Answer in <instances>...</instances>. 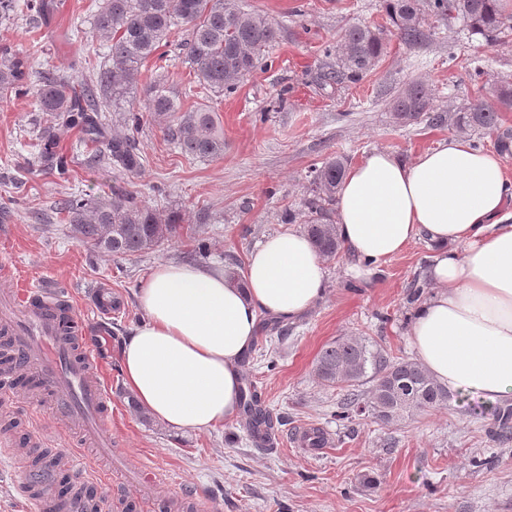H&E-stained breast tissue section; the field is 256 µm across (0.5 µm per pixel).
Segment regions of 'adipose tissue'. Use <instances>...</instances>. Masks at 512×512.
Segmentation results:
<instances>
[{
    "mask_svg": "<svg viewBox=\"0 0 512 512\" xmlns=\"http://www.w3.org/2000/svg\"><path fill=\"white\" fill-rule=\"evenodd\" d=\"M351 277L374 274L412 241L438 253L432 296L410 341L449 391L512 400V180L501 158L451 137L404 163L376 150L349 167L336 196ZM245 288L223 269L160 263L137 295L144 321L124 341L125 383L178 431L224 424L237 412L241 363L261 314L293 319L325 291V264L305 234L269 236L245 262Z\"/></svg>",
    "mask_w": 512,
    "mask_h": 512,
    "instance_id": "ef3b65f1",
    "label": "adipose tissue"
}]
</instances>
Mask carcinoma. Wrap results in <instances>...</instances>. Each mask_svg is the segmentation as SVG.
<instances>
[{
	"label": "carcinoma",
	"instance_id": "cac0c4a2",
	"mask_svg": "<svg viewBox=\"0 0 512 512\" xmlns=\"http://www.w3.org/2000/svg\"><path fill=\"white\" fill-rule=\"evenodd\" d=\"M386 15L400 39L418 41L425 16H456L473 33L488 41L512 28V16L503 14L499 0H383ZM93 34L108 43L103 69L95 89L74 85L68 79L46 73L39 83L28 85L26 60L0 48V97L25 88L37 110L54 112L68 124H85L92 141L99 145L97 157L112 168L138 173L144 157L136 145L144 115L131 111L124 118L128 133L103 137L99 123L89 116L109 105L126 101L139 67L167 41L178 25L190 28L186 62L199 85L215 93H233L262 62L264 49L277 38V29L256 12L242 9L237 0H96ZM44 0H0V23L27 11L38 14ZM387 49L384 31L368 25L347 28L336 45V64L323 72L324 85L345 80L360 81ZM434 93L424 83H413L399 96L392 111L400 123L426 117L435 124L450 120L459 131L499 129L497 109L476 101L454 116L433 112ZM145 111L168 119L167 130L183 154L191 158L214 157L224 152V136L214 113L207 107L183 111L162 86L149 90ZM348 158L336 155L311 171V196L304 230L315 250L334 258L342 244L336 231V193ZM78 239L98 252L115 257L133 256L160 246L175 236L181 214H163L142 204L123 186L112 190V199L97 200L71 195L59 202ZM314 373L327 386H367L364 394L350 392L340 403L337 417L350 419L363 413L377 422L393 424L417 414L448 406V389L434 380L414 359L393 358L376 342L339 338L319 354ZM238 410L247 420L249 435L258 437V427L272 425L252 380L240 388Z\"/></svg>",
	"mask_w": 512,
	"mask_h": 512
}]
</instances>
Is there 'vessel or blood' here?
Instances as JSON below:
<instances>
[{
  "label": "vessel or blood",
  "mask_w": 512,
  "mask_h": 512,
  "mask_svg": "<svg viewBox=\"0 0 512 512\" xmlns=\"http://www.w3.org/2000/svg\"><path fill=\"white\" fill-rule=\"evenodd\" d=\"M63 293L57 286H41L16 292H0V327L7 330L10 363L0 367V405H7L13 379L32 378L37 386L29 397L49 407L56 419L77 425L82 440L91 447L111 450L112 426L109 397L92 339L85 328L76 335L65 330L66 322H77L73 305L59 307ZM61 458L70 472L75 490L71 503L75 512H98L100 505L87 501L83 462L69 449ZM43 476L27 477L19 486L33 512H54V499L37 491Z\"/></svg>",
  "instance_id": "vessel-or-blood-1"
}]
</instances>
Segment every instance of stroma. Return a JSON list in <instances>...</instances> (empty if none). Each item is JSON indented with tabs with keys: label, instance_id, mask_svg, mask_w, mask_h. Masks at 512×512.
<instances>
[{
	"label": "stroma",
	"instance_id": "stroma-1",
	"mask_svg": "<svg viewBox=\"0 0 512 512\" xmlns=\"http://www.w3.org/2000/svg\"><path fill=\"white\" fill-rule=\"evenodd\" d=\"M46 2L43 14L1 24L0 46L28 57L32 76L53 72L78 84L89 80L105 53L90 35L91 0ZM239 2L265 15L279 37L234 93L217 94L197 83L185 62V25L139 68L132 85L139 108L158 83L182 109L210 106L224 135L219 156H184L167 136L165 121L148 116L137 135L144 167L127 176L95 161L96 146L81 129L38 111L31 96L0 100V262L16 270L11 287L55 282L69 288L103 361L112 438L133 462L126 468L85 448L88 493L100 495L101 484L111 482L105 512H186L194 495L203 497V512H512V441L495 438L498 423L482 412L479 396L458 393L447 408L388 426L368 416L350 423L336 417L341 390L314 375L320 351L341 336L415 358L409 327L416 306L408 296L431 283L432 249L424 240L367 280L347 275L353 258L340 252L325 262L323 298L289 321L287 335L259 329L243 375L273 416L274 446H255L238 416L207 431H176L131 407L120 350L144 318L137 294L156 264L193 263L201 240L209 246V264L245 263L267 235L284 230L286 210L295 212L293 229H302L308 174L328 157L343 154L355 163L384 149L410 162L455 136L447 124L396 121L392 103L409 84L429 85L435 111L451 115L476 100L496 105L500 81L512 80V31L489 42L460 21L432 17L422 41L410 46L390 30L382 0ZM356 24L386 30L384 55L358 83L322 85L319 72L335 63L341 34ZM77 26L87 40L72 37ZM48 130L68 160L66 177L37 158ZM117 184L140 203L179 211L178 236L125 258L95 252L75 238L56 202L69 195L107 200ZM96 285L109 291L111 315L92 312ZM31 427L42 441L25 447V460L42 457L54 475L51 493L67 490L70 480L57 451L70 447L73 426L15 390L8 413L0 414V432L18 437ZM309 428L328 434L329 445L298 446L296 433ZM136 466L154 470L157 482L135 476Z\"/></svg>",
	"mask_w": 512,
	"mask_h": 512
}]
</instances>
